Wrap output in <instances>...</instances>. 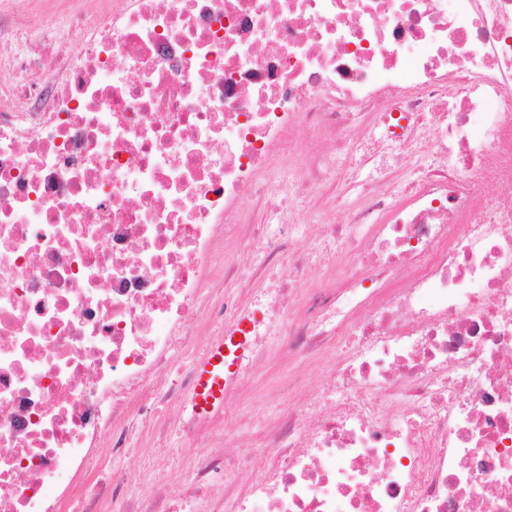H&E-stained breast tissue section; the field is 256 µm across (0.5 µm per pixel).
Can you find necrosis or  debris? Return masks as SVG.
Here are the masks:
<instances>
[{"instance_id":"4bbe7bcc","label":"necrosis or debris","mask_w":512,"mask_h":512,"mask_svg":"<svg viewBox=\"0 0 512 512\" xmlns=\"http://www.w3.org/2000/svg\"><path fill=\"white\" fill-rule=\"evenodd\" d=\"M32 10L56 35L0 0V512H512V0ZM361 114L363 158L415 175L308 231L309 145L346 152ZM283 156L298 178L270 177ZM193 315L238 339L225 397L294 364L261 436L185 417ZM300 363L327 382L295 405ZM147 428L130 496L105 462ZM264 283L259 279L251 278L250 271L245 272L244 278L237 283V288H233V296L242 304H249L258 295ZM210 442V435L208 433H201L193 444H186L181 456H176L169 461V467L174 476L177 477L181 483H188L191 478V470L187 466V458L202 448H207Z\"/></svg>"}]
</instances>
